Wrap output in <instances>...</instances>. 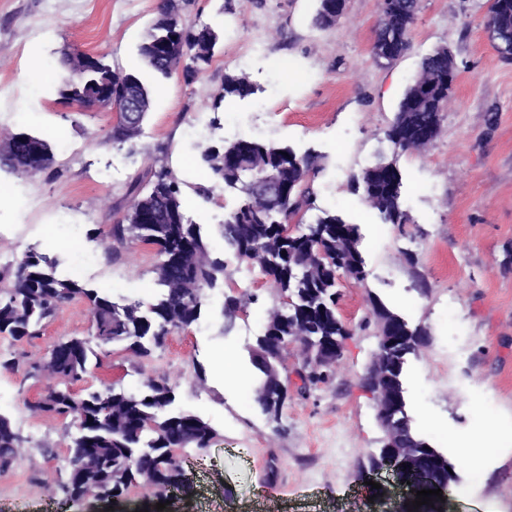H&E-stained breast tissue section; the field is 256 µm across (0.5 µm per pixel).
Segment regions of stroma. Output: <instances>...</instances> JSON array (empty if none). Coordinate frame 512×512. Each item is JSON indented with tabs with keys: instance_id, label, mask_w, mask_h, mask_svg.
<instances>
[{
	"instance_id": "obj_1",
	"label": "stroma",
	"mask_w": 512,
	"mask_h": 512,
	"mask_svg": "<svg viewBox=\"0 0 512 512\" xmlns=\"http://www.w3.org/2000/svg\"><path fill=\"white\" fill-rule=\"evenodd\" d=\"M157 0H0V133L51 135L54 162L34 178L0 171L10 196L0 199V288L14 258L29 247L55 257L61 275L101 290L113 301L152 302L153 249L137 243L108 252L102 240L132 201L128 185L151 165L166 163L181 182L186 216L209 248L223 256L224 288L207 294L199 320L172 333L151 358L111 347L103 368L84 385L138 391L146 377L173 384L178 410L210 423L217 437L204 452L187 450L198 512H410L412 498L390 475L367 476L368 455L383 431L374 401L360 385L377 346L375 329L358 330L368 295L430 332L404 373L415 431L456 465V491L433 500L431 512H512V60L503 59L485 29L488 0H421L410 47L397 61L371 54L378 0H347L335 25L317 28L319 0H195L193 24L220 32V47L193 83L144 73L153 106L135 151L112 143L110 112L61 102L68 54L105 55L139 70L136 48ZM447 47L457 66L452 100L435 139L414 153L394 154L385 133L422 58ZM258 87L250 97L212 103L228 73ZM239 138L286 144L320 155L315 206L335 209L358 225L368 277H340L338 315L352 330L332 382L290 393L280 423L268 421L253 397L249 346L265 328L264 311L280 298L246 264L224 251L222 224L238 202L219 191L199 163L207 147ZM395 161L401 202L410 221L384 223L355 192L351 177L381 160ZM428 284L421 294L420 284ZM258 301L224 329V297ZM84 302L64 306L40 336H0V353L34 364L59 339L91 333ZM236 364L225 383L216 359ZM48 380L0 372V413L24 438L23 453L0 476V512H179L180 499L144 487L114 503L65 501L60 485L76 431L71 421L33 414L29 401ZM488 453V482L472 481L458 448Z\"/></svg>"
}]
</instances>
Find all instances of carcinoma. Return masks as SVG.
I'll use <instances>...</instances> for the list:
<instances>
[{
    "instance_id": "cac0c4a2",
    "label": "carcinoma",
    "mask_w": 512,
    "mask_h": 512,
    "mask_svg": "<svg viewBox=\"0 0 512 512\" xmlns=\"http://www.w3.org/2000/svg\"><path fill=\"white\" fill-rule=\"evenodd\" d=\"M220 35L211 26L197 27L184 20L183 14L165 12V3L157 7L156 17L137 47L143 69L158 78L172 77V69L183 65L182 77L188 84L197 80L216 56ZM112 66L104 57H96L94 70L82 76H69L58 94L65 101L82 106L94 101L107 86ZM126 75L133 89L152 109V92L141 77L132 71ZM448 78V48L441 46L426 55L407 87L404 97L418 91L422 100L409 107L399 105L394 121L409 120L417 128L439 123L437 100L448 106L450 96L445 85ZM254 87L244 74L228 73L214 98L212 108L218 110L227 97L245 98ZM16 140L14 151L0 155V170L21 177L37 169L45 171L53 163L51 145L45 138L19 132L10 134ZM239 151L243 166L228 172L224 154ZM201 160L211 173L224 182L235 184L238 204L224 218L222 237L224 250L258 269L269 287L279 296H291L308 315V334L331 351H336V338L343 336L342 322L337 317L336 274L348 273L362 284L367 272L361 251L358 225L347 224L336 212L321 210L315 221L316 231L302 224L297 197L313 207L311 175L318 170L319 156L296 153L288 145L239 138L221 146L206 148ZM367 174L353 177V186L362 191L369 207L390 224H408L410 218L402 209L400 195L366 189ZM132 205L108 232L112 245L139 242L158 247L153 266L159 296L155 303L119 305L96 289L77 280L57 276V260L37 252L24 250L16 257L7 287L0 289V334L14 341L38 336L51 318L74 300L85 301L92 316L93 337L100 347L120 346L137 359L149 358L163 347L174 331L184 330L201 314L206 290L221 286L226 265L224 259L211 252L203 241L201 228L174 211H183L180 182L165 164L137 175L130 184ZM297 269L290 277L288 267ZM224 332L234 326L238 313L257 301L252 294L228 295ZM369 308L358 328L366 330L379 320H398L403 324L400 339L377 347L382 358L406 364L415 355L417 339L429 335L427 327L410 325L381 300L368 297ZM296 314L287 309V318L272 322L266 317L264 336L269 342L265 359L250 357L257 385L265 383L267 369L281 367L284 357L278 347L283 336L290 335ZM56 347L69 352L60 357L55 351L43 356L44 368L55 371L74 383L83 382L90 373V363L102 365V358L90 341L80 337L64 338ZM286 398L280 387L256 392L254 403L271 422H279ZM175 389L165 378L143 386L132 393L113 385L87 388L77 394L70 388L53 390L44 399L29 406L36 413L78 423V431L67 444L66 479L62 489L67 498L78 501L86 495L114 498L125 494L143 481L148 470L155 483L168 491L186 494L190 490L184 448L201 450L216 437L215 429L201 418L173 412ZM396 431L402 447L418 448L423 462L391 471L402 484L413 491L438 489L455 481L450 471L437 477L429 470L428 456L435 451L413 431L406 410L395 417ZM23 438L11 420L0 414V476L8 474L18 461L17 449Z\"/></svg>"
}]
</instances>
